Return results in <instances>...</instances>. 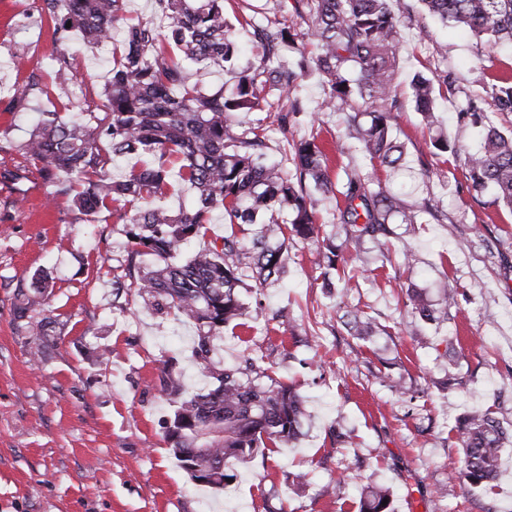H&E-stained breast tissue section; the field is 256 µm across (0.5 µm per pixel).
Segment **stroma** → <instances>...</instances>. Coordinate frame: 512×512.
Listing matches in <instances>:
<instances>
[{"instance_id":"35a3bbf8","label":"stroma","mask_w":512,"mask_h":512,"mask_svg":"<svg viewBox=\"0 0 512 512\" xmlns=\"http://www.w3.org/2000/svg\"><path fill=\"white\" fill-rule=\"evenodd\" d=\"M395 9L408 17L394 89L402 170L373 169L341 113L317 111L329 87L315 74L295 90L304 111L272 95L243 121L259 129L268 161L284 162L290 141L313 139L328 153L330 176L348 165L374 173L386 189L407 183L411 202L434 200L439 214L394 225L385 246L355 248L335 196L317 195L322 237L346 247L344 274L324 287L314 244L289 242L287 276L244 294L263 316L225 333L213 352L222 365L250 362L294 385L304 399L303 434L238 467L223 491L194 485L164 440L171 407L160 392L163 361L182 374L187 392L208 381L191 359L192 325L141 308L137 297H114L111 263L126 256L124 225L107 210L78 211L71 195L39 176L19 191L0 178V512H358L362 491L375 484L389 487L395 512H512V443L493 488L471 490L459 479L455 429L476 411L512 424V208L490 192L472 199L465 158L477 130L458 117L468 98L512 76V48L442 25L422 0H397ZM224 17L245 65L255 60V26L306 30L295 0H224ZM55 47L53 24L39 19L34 0H0V91L23 79L16 56L43 71L30 110L0 111V170L22 163L17 147L36 112L58 106ZM75 49L84 95L69 104L72 114L99 105L112 62L111 47ZM445 73L456 91L438 100L436 117L448 153L432 147L412 95L416 75ZM39 275L50 279L44 313L54 321L43 338L14 319L17 286ZM412 286L428 293L444 321L414 318ZM124 304L134 316L120 313ZM357 310L375 322L372 336L348 330ZM299 473L305 486L292 483Z\"/></svg>"}]
</instances>
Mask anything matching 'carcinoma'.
<instances>
[{"label":"carcinoma","instance_id":"carcinoma-1","mask_svg":"<svg viewBox=\"0 0 512 512\" xmlns=\"http://www.w3.org/2000/svg\"><path fill=\"white\" fill-rule=\"evenodd\" d=\"M166 26L139 22L126 26L121 54L112 58L100 107L104 117L86 110L75 119L59 112H42L20 151L27 160L0 174L14 184L37 172L57 190L73 193V203L85 213L112 208L115 223L128 225L125 268L112 276V292L134 295L142 307L175 315L196 330L193 357L212 385L186 394L182 375L169 365L160 369L161 391L173 405L164 438L189 479L198 486L222 490L234 478L228 463L245 465L286 446L301 435L304 400L297 389L279 382L249 364L225 367L215 363L211 347L224 329L248 315L238 288L243 278L265 288L285 274L281 250L288 240L315 242L319 228L313 220L314 195L329 193L328 158L315 140L295 146L294 172L265 161L266 144L254 127L238 115L252 112L271 94L289 96L301 75L315 71L330 85L322 109H347L344 121L354 130L370 161L396 170L402 151L391 139L395 115L388 109L397 73V51L403 25L392 0H297L317 53L300 54L296 67L281 61V51L294 44L286 28L258 26L253 38L259 61L239 66L233 33L224 20V0H155ZM426 10L445 23L486 35L500 44H512V0H421ZM40 18L54 23L56 48L50 67L60 79L57 96L71 101L83 93L70 82L75 57L70 52L76 34L89 44L112 41V32L124 21V0H36ZM194 66L238 71L233 97L224 91L204 92L190 83ZM41 68L31 69L26 81L14 87L5 111L28 109L29 96L39 88ZM414 102L433 130L436 89L453 93V81L443 75L434 81L413 80ZM357 97L369 110L364 126ZM494 107L512 112V78L491 85ZM290 110H303L291 97ZM464 115L482 128L480 147L468 154V189L477 197L491 190L512 207V135L502 133L468 100ZM112 156L141 154L148 160L113 177L107 168ZM183 184L195 190L191 207L172 210L168 193ZM338 194L344 206L340 223L351 228V238L379 246L392 234L391 219L416 222L417 212L432 211L423 201L416 206L381 187L355 167L344 169ZM137 205L134 213L126 211ZM224 211L230 226L256 227L251 244L235 234L224 235L189 255L184 245L207 235L211 213ZM288 214L289 220L282 219ZM317 265L336 268L338 252L330 239L316 249ZM45 279L18 287L16 320L45 335L51 317L33 320L42 305ZM413 310L426 322L435 321V309L417 288L407 290ZM463 448L459 468L468 488H487L496 480L504 441L509 431L490 413L467 416L458 427ZM389 490L368 487L359 512H393Z\"/></svg>","mask_w":512,"mask_h":512}]
</instances>
